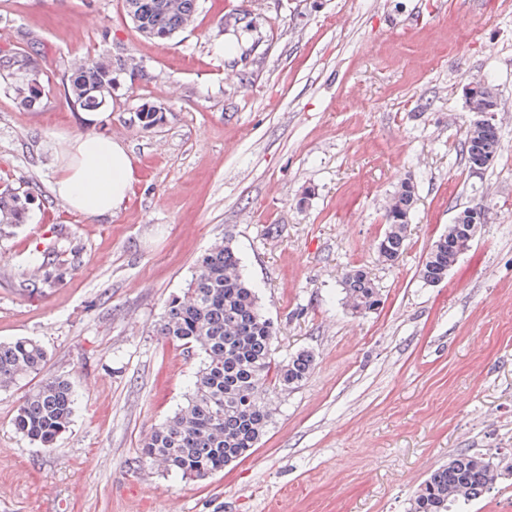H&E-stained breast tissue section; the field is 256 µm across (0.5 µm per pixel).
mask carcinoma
Segmentation results:
<instances>
[{
    "label": "carcinoma",
    "instance_id": "obj_1",
    "mask_svg": "<svg viewBox=\"0 0 512 512\" xmlns=\"http://www.w3.org/2000/svg\"><path fill=\"white\" fill-rule=\"evenodd\" d=\"M126 15L147 39L166 40L193 20L197 0H124ZM27 52L0 54V83L31 105L45 95L44 85L31 93L27 75L13 68ZM112 80V63L90 58L67 75L65 101L84 112H99L98 88ZM472 101L476 108L498 106L490 83L477 81ZM467 162L487 166L501 151L493 124L472 126L464 141ZM28 191L9 185L0 191V225L19 224L25 215ZM417 200L412 179L403 181L386 208V228L378 243L380 257L395 262L408 239L411 213ZM475 204L461 211L438 235L419 269L428 285L443 281L473 241L464 225L474 220ZM343 304L354 315L377 310L382 294L361 267L343 276ZM158 333L180 343L202 365L193 381L187 404L155 427L139 450V464L158 466L185 480L205 479L227 464L248 456L272 422L274 409L262 397L266 380L272 389L286 391L301 384L311 373L314 356L300 351L285 364L272 360L276 337L273 322L263 311L255 285L245 277L241 259L229 236L215 243L198 260V269L182 297L165 306ZM46 352L38 341L18 338L0 342V390L40 374ZM77 407L71 383L51 378L29 390L12 418L17 433L50 448L69 427ZM500 473L484 458L458 454L433 469L421 483L409 512H460L462 504L478 498L496 484Z\"/></svg>",
    "mask_w": 512,
    "mask_h": 512
}]
</instances>
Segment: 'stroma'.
<instances>
[{
  "label": "stroma",
  "instance_id": "stroma-1",
  "mask_svg": "<svg viewBox=\"0 0 512 512\" xmlns=\"http://www.w3.org/2000/svg\"><path fill=\"white\" fill-rule=\"evenodd\" d=\"M244 15L257 31L225 28ZM19 48L45 95L26 107L0 87V188L32 191L23 222L0 226V341L37 340L42 377L79 401L43 448L12 425L32 381L0 391V512H408L461 451L502 472L469 512H512V0H198L161 42L123 0H0V52ZM98 55L143 74L115 70L100 128L129 150L128 200L87 217L53 182L79 129L63 83ZM476 79L498 96L503 144L478 172L462 153ZM146 102L163 109L147 129ZM407 178L418 200L390 265L377 244ZM478 202L471 249L424 284L433 241ZM226 237L276 327L274 359L306 350L315 365L272 394L250 456L185 482L137 464L201 365L157 329ZM353 266L382 293L363 316L342 303Z\"/></svg>",
  "mask_w": 512,
  "mask_h": 512
}]
</instances>
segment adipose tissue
I'll return each instance as SVG.
<instances>
[{"label":"adipose tissue","mask_w":512,"mask_h":512,"mask_svg":"<svg viewBox=\"0 0 512 512\" xmlns=\"http://www.w3.org/2000/svg\"><path fill=\"white\" fill-rule=\"evenodd\" d=\"M106 119L103 112L80 113L81 130L67 138L53 186L58 198L88 217L121 210L133 180L124 144L98 131Z\"/></svg>","instance_id":"obj_1"}]
</instances>
